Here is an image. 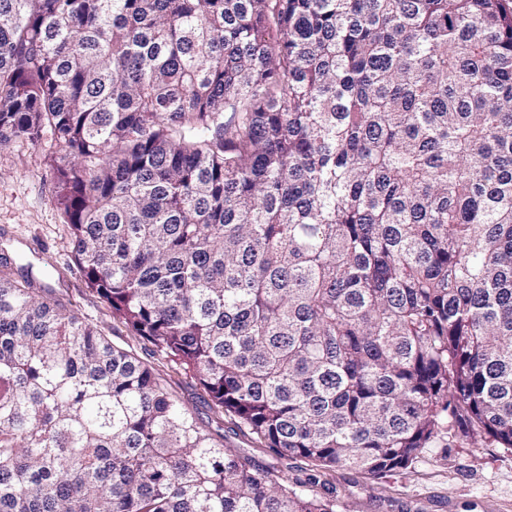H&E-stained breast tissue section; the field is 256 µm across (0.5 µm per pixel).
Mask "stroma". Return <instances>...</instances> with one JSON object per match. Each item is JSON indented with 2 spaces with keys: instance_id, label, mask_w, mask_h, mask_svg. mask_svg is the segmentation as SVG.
<instances>
[{
  "instance_id": "stroma-1",
  "label": "stroma",
  "mask_w": 512,
  "mask_h": 512,
  "mask_svg": "<svg viewBox=\"0 0 512 512\" xmlns=\"http://www.w3.org/2000/svg\"><path fill=\"white\" fill-rule=\"evenodd\" d=\"M50 148L46 134L35 144L17 141L0 149V245L6 246L16 267H31L33 276L55 287L75 313L153 366L204 425L223 435L226 447L278 477L300 476L304 462L278 458L240 433L232 417H216L198 382L171 369L90 291L74 261L69 227L55 199V176L47 162ZM326 478L350 512H512V452L461 442L452 446L444 437L423 450L411 472L372 480L335 468Z\"/></svg>"
}]
</instances>
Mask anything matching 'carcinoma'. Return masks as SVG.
Instances as JSON below:
<instances>
[{"instance_id":"1","label":"carcinoma","mask_w":512,"mask_h":512,"mask_svg":"<svg viewBox=\"0 0 512 512\" xmlns=\"http://www.w3.org/2000/svg\"><path fill=\"white\" fill-rule=\"evenodd\" d=\"M88 287L285 460L0 253V512H341L321 473L512 450V0H0Z\"/></svg>"}]
</instances>
